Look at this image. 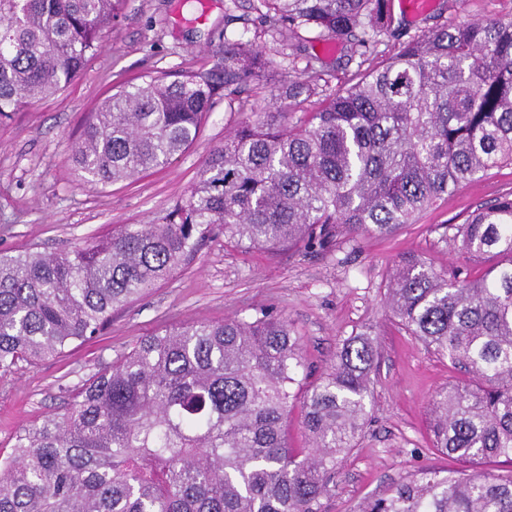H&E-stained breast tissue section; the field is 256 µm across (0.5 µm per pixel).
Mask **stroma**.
<instances>
[{
	"label": "stroma",
	"mask_w": 512,
	"mask_h": 512,
	"mask_svg": "<svg viewBox=\"0 0 512 512\" xmlns=\"http://www.w3.org/2000/svg\"><path fill=\"white\" fill-rule=\"evenodd\" d=\"M230 14L236 17L231 24ZM391 14L392 32L376 48L382 59L442 24L512 18V0H434L422 13L392 0ZM263 26L248 0H122L80 75L0 124V252L64 251L120 225L165 216L225 132L254 120L261 109L256 97L245 92L216 98L197 138L176 160L131 182L104 186L82 180L69 160L72 143L113 89L149 72L211 67L225 41ZM508 192L511 166L460 187L392 235L367 234L322 250L247 249L216 234L168 280L113 313L101 336L71 346L61 357L22 362L0 375V457L9 455L21 428L64 411L82 380L144 336L174 324L219 322L272 308L300 336L312 382L334 363L343 340L364 331L374 338L368 418L356 447L337 461L324 512H351L362 499L424 469L459 468V461L433 448L429 420L432 396L457 373L390 321L386 278L413 254L438 271L477 277L479 266L457 241L443 239L441 227L462 223L468 212Z\"/></svg>",
	"instance_id": "35a3bbf8"
}]
</instances>
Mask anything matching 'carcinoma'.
I'll return each instance as SVG.
<instances>
[{"label":"carcinoma","instance_id":"obj_1","mask_svg":"<svg viewBox=\"0 0 512 512\" xmlns=\"http://www.w3.org/2000/svg\"><path fill=\"white\" fill-rule=\"evenodd\" d=\"M119 0H0V122L61 91L100 48ZM261 30L309 77L273 101L319 107L295 123L261 112L224 136L159 224H124L64 252L0 256V373L92 339L112 311L168 279L214 228L243 248L324 249L390 234L448 192L512 166V19L442 25L375 64L389 0H257ZM338 41L357 71L335 92L306 43ZM272 61L224 44L208 69L146 74L106 97L71 148L101 185L167 166L213 99L263 92ZM478 278L403 259L385 299L396 324L462 379L431 402L433 447L469 463L423 471L353 512H512V193L451 226ZM374 339H346L303 388L300 339L267 309L142 338L75 389L63 414L0 458V512H323L336 459L372 397ZM302 403L308 445H288Z\"/></svg>","mask_w":512,"mask_h":512}]
</instances>
